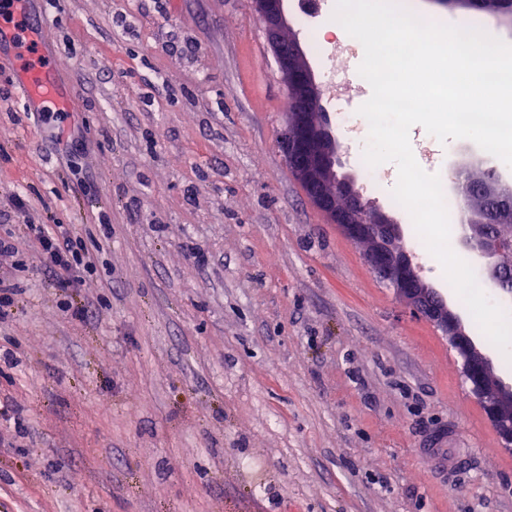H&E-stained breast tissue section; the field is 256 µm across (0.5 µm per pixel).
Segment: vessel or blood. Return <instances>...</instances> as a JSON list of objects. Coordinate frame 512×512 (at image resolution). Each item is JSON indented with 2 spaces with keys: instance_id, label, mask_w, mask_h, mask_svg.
<instances>
[{
  "instance_id": "obj_1",
  "label": "vessel or blood",
  "mask_w": 512,
  "mask_h": 512,
  "mask_svg": "<svg viewBox=\"0 0 512 512\" xmlns=\"http://www.w3.org/2000/svg\"><path fill=\"white\" fill-rule=\"evenodd\" d=\"M4 60L16 68L15 94L21 102L40 111H66L68 93L58 81L57 57L41 50L36 60H29L16 42L14 27L7 23L0 24V62Z\"/></svg>"
}]
</instances>
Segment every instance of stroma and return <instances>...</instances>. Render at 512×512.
Instances as JSON below:
<instances>
[{
    "instance_id": "1",
    "label": "stroma",
    "mask_w": 512,
    "mask_h": 512,
    "mask_svg": "<svg viewBox=\"0 0 512 512\" xmlns=\"http://www.w3.org/2000/svg\"><path fill=\"white\" fill-rule=\"evenodd\" d=\"M49 9L69 107L43 124L0 67V234L62 225L96 272L15 281L0 512H512V451L446 338L289 172L251 0Z\"/></svg>"
}]
</instances>
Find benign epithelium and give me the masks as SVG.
<instances>
[{
	"label": "benign epithelium",
	"instance_id": "obj_1",
	"mask_svg": "<svg viewBox=\"0 0 512 512\" xmlns=\"http://www.w3.org/2000/svg\"><path fill=\"white\" fill-rule=\"evenodd\" d=\"M286 0H252L263 22L292 108L279 144L285 163L311 202L330 221L342 227L354 242L367 245V265L416 313L432 322L448 338L461 361V372L470 394L484 408L487 420L503 447H512V386L493 372L492 362L475 343L456 310L421 276L411 251L401 245L402 225L381 210L365 206L353 181L338 177L339 145L330 120L320 118L324 85L317 81L298 37H288ZM474 222L463 227L461 245L476 256L490 284L501 282L498 257L504 252L499 239L482 231L486 223L512 220V186L496 177L468 191Z\"/></svg>",
	"mask_w": 512,
	"mask_h": 512
}]
</instances>
